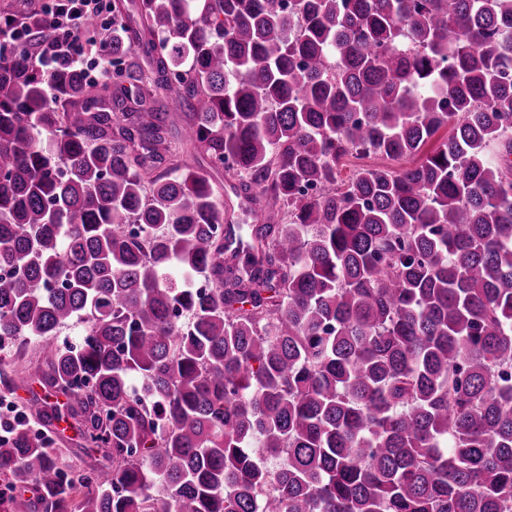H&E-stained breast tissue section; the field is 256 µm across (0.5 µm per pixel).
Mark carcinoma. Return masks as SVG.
<instances>
[{
    "label": "carcinoma",
    "mask_w": 512,
    "mask_h": 512,
    "mask_svg": "<svg viewBox=\"0 0 512 512\" xmlns=\"http://www.w3.org/2000/svg\"><path fill=\"white\" fill-rule=\"evenodd\" d=\"M136 10L97 84L0 17V508L512 512V0ZM60 437L59 448H62L64 461L69 464L92 465L97 463V455L88 452L85 448H80L74 438V432L69 428L68 423L61 420L54 422Z\"/></svg>",
    "instance_id": "cac0c4a2"
}]
</instances>
